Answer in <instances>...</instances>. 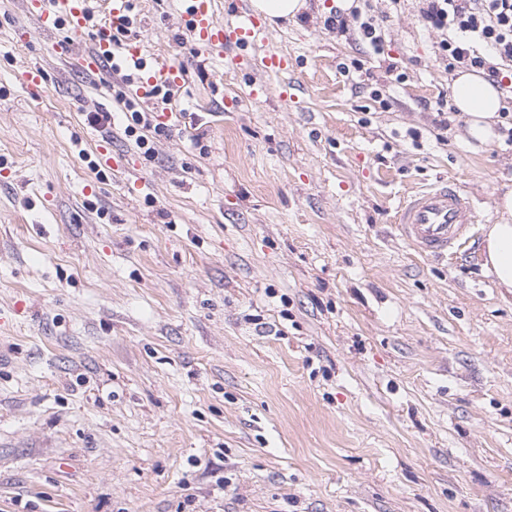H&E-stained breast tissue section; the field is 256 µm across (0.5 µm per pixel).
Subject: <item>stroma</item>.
I'll return each mask as SVG.
<instances>
[{"label": "stroma", "mask_w": 512, "mask_h": 512, "mask_svg": "<svg viewBox=\"0 0 512 512\" xmlns=\"http://www.w3.org/2000/svg\"><path fill=\"white\" fill-rule=\"evenodd\" d=\"M370 4L381 55L309 0L269 75L134 0L148 67H187L148 160L85 122L111 76L0 0V512H512V292L394 222L441 179L499 221L512 145L438 132L436 34Z\"/></svg>", "instance_id": "obj_1"}]
</instances>
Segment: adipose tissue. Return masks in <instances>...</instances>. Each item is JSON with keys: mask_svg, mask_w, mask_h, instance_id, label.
<instances>
[{"mask_svg": "<svg viewBox=\"0 0 512 512\" xmlns=\"http://www.w3.org/2000/svg\"><path fill=\"white\" fill-rule=\"evenodd\" d=\"M452 103L466 123L470 140L489 145L498 139L496 124L505 99L499 87L476 70L457 71ZM502 221L484 227L485 266L498 287L512 290V193L504 196Z\"/></svg>", "mask_w": 512, "mask_h": 512, "instance_id": "ef3b65f1", "label": "adipose tissue"}]
</instances>
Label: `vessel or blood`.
<instances>
[{"mask_svg": "<svg viewBox=\"0 0 512 512\" xmlns=\"http://www.w3.org/2000/svg\"><path fill=\"white\" fill-rule=\"evenodd\" d=\"M26 7L36 16L41 32H52L58 20H65L71 41L60 46L58 54L74 69L96 73L112 62L127 63L138 58L139 47L118 45L107 37L84 47L88 0H26ZM186 20L205 50L227 51L228 66L239 62L238 56L231 54V47H250L262 50L259 65L264 72H287V58L267 50L269 32L250 11L248 0H237L235 17L230 21L216 17L214 0H189ZM395 222L401 237L419 253L448 259L469 247L478 216L469 194L456 184L441 180L405 196L396 210Z\"/></svg>", "mask_w": 512, "mask_h": 512, "instance_id": "vessel-or-blood-1", "label": "vessel or blood"}]
</instances>
